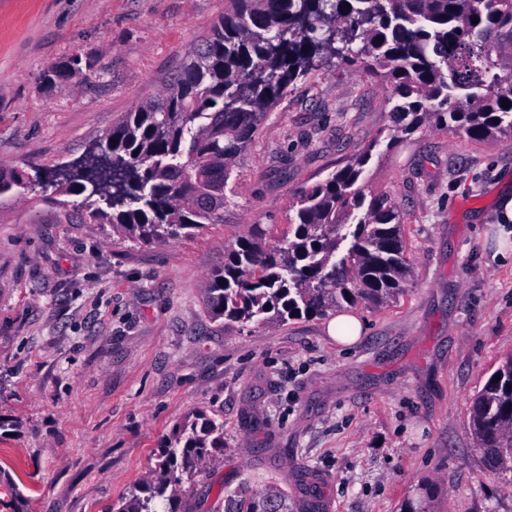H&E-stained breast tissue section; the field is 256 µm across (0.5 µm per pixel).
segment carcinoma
I'll list each match as a JSON object with an SVG mask.
<instances>
[{"label":"carcinoma","instance_id":"1","mask_svg":"<svg viewBox=\"0 0 512 512\" xmlns=\"http://www.w3.org/2000/svg\"><path fill=\"white\" fill-rule=\"evenodd\" d=\"M213 32L157 99L128 113L83 155L82 169L47 185L98 197L89 212L135 244L170 243L224 223L234 160L298 79L336 59L385 79L400 103L396 141L425 127L476 141L512 138V0H227ZM478 23H473L474 19ZM80 71L74 59L41 76L52 84ZM508 107H503V101ZM369 155L294 193L288 236L267 243L260 224L224 252L204 290L214 319L282 323L367 302L380 306L408 275L403 221L385 193H366ZM27 188L0 173V199ZM469 423L487 471L512 474V356L473 398ZM224 422L185 425L163 449L154 480L116 512H159L156 500L211 448ZM224 512H288L278 493Z\"/></svg>","mask_w":512,"mask_h":512}]
</instances>
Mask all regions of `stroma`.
I'll use <instances>...</instances> for the list:
<instances>
[{
  "instance_id": "35a3bbf8",
  "label": "stroma",
  "mask_w": 512,
  "mask_h": 512,
  "mask_svg": "<svg viewBox=\"0 0 512 512\" xmlns=\"http://www.w3.org/2000/svg\"><path fill=\"white\" fill-rule=\"evenodd\" d=\"M225 0H0V169L31 177L0 201V512H114L150 481L176 426L224 422V448L177 484L179 512H224L300 474L331 512H512L482 466L471 401L512 354V140L428 129L390 144L389 86L324 64L290 87L233 163L224 221L135 245L88 203L35 182L158 97ZM81 70L47 86L52 64ZM400 211L411 273L396 302L327 318L213 320L209 272L263 224L288 232L293 193L361 156ZM364 326L362 321L352 313L340 312L336 314L328 326V335L340 346H352L362 336Z\"/></svg>"
}]
</instances>
